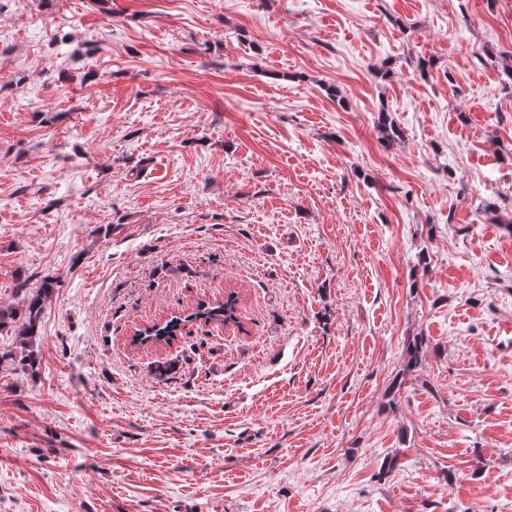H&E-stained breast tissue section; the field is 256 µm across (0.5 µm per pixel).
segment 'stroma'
<instances>
[{
    "label": "stroma",
    "mask_w": 512,
    "mask_h": 512,
    "mask_svg": "<svg viewBox=\"0 0 512 512\" xmlns=\"http://www.w3.org/2000/svg\"><path fill=\"white\" fill-rule=\"evenodd\" d=\"M510 67L512 0H0V512H512ZM53 289L54 284L49 279H43L38 287L33 286L28 277L17 279L15 293L22 297L16 305L0 306V330L6 327L18 329L19 353L11 352L7 356H0V363L8 359L15 370L30 377L38 373L41 360L36 341L39 338L45 304ZM238 293L230 292L224 303L210 304L198 303L194 311L189 315L190 320H203L204 322L219 321L221 323H237L236 304ZM185 322H187L186 318L172 316L164 325L154 324L144 330L146 336L141 339L140 343L151 341V343L169 344L177 336L180 328L184 327L183 323Z\"/></svg>",
    "instance_id": "1"
}]
</instances>
